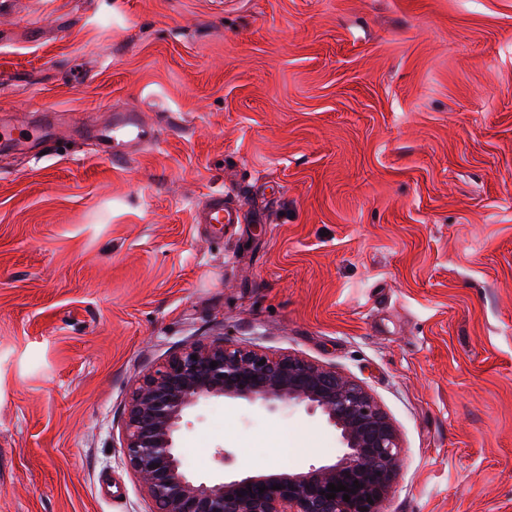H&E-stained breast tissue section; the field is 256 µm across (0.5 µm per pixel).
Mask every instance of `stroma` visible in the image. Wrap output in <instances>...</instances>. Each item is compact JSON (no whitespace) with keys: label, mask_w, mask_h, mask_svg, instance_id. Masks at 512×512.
Returning <instances> with one entry per match:
<instances>
[{"label":"stroma","mask_w":512,"mask_h":512,"mask_svg":"<svg viewBox=\"0 0 512 512\" xmlns=\"http://www.w3.org/2000/svg\"><path fill=\"white\" fill-rule=\"evenodd\" d=\"M126 107L155 142L115 164L85 129ZM45 120L78 132L0 151V512H153L131 389L215 339L365 386L382 512H512V0H0V121ZM217 191L243 223H196ZM176 444L202 479L342 453L232 399Z\"/></svg>","instance_id":"obj_1"}]
</instances>
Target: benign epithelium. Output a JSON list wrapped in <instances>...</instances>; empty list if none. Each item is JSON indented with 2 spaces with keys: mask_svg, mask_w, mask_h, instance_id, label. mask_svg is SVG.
<instances>
[{
  "mask_svg": "<svg viewBox=\"0 0 512 512\" xmlns=\"http://www.w3.org/2000/svg\"><path fill=\"white\" fill-rule=\"evenodd\" d=\"M211 398L242 400L269 412L281 402L301 406L339 432L345 451L306 471L195 480L182 468L175 435L188 413ZM122 448L156 512H380L401 457L393 424L362 384L296 355L270 356L222 342L181 349L136 384ZM338 482L347 491L327 498L328 484Z\"/></svg>",
  "mask_w": 512,
  "mask_h": 512,
  "instance_id": "obj_1",
  "label": "benign epithelium"
}]
</instances>
